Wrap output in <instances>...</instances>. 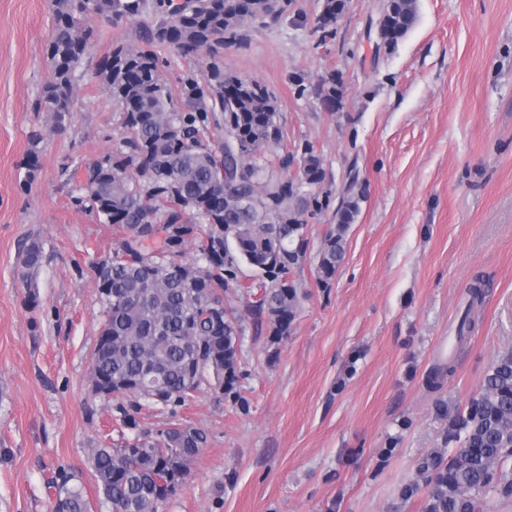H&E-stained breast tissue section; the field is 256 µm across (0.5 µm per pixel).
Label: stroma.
<instances>
[{"mask_svg": "<svg viewBox=\"0 0 512 512\" xmlns=\"http://www.w3.org/2000/svg\"><path fill=\"white\" fill-rule=\"evenodd\" d=\"M379 8L353 0L325 35L321 0H292L224 49L226 70L278 99L284 141L271 154L311 144L324 189L354 170L365 198L326 286L315 267L334 212L309 219L281 340L258 327V277L240 268L227 300L245 327L234 390L205 385L175 413L139 414L146 431L176 421L208 434L164 512H426L422 459L450 456L451 419L512 349V0H418L416 27L388 54L376 51ZM52 18V0H0V512H53L63 471L98 505L87 452L123 431L89 385L102 322L93 265L116 235L75 205L61 168L117 144L122 115L94 67L113 44L140 42L142 21L88 17L74 116L56 131L33 109ZM332 73L335 111L315 93ZM35 235L44 258L30 289L18 254ZM477 276L485 296L472 306Z\"/></svg>", "mask_w": 512, "mask_h": 512, "instance_id": "obj_1", "label": "stroma"}]
</instances>
